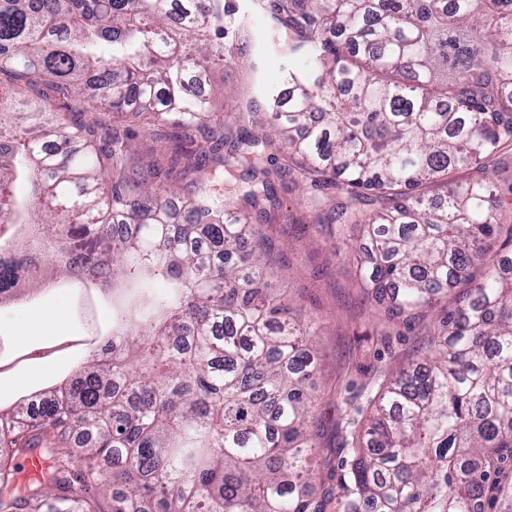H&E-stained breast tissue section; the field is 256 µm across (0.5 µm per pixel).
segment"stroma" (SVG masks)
Segmentation results:
<instances>
[{
	"label": "stroma",
	"instance_id": "obj_1",
	"mask_svg": "<svg viewBox=\"0 0 512 512\" xmlns=\"http://www.w3.org/2000/svg\"><path fill=\"white\" fill-rule=\"evenodd\" d=\"M257 26L261 33L260 73L252 75L245 63L228 62L216 68L211 84L205 88L216 111H226V95L245 103L267 89L282 87L284 60L273 51L281 34L268 19L258 20ZM280 200L281 211L291 215V222L269 224L263 231L281 258L287 291L305 313L322 321V331L313 337L312 348L319 364L315 378V415L320 434L316 466L319 478L325 480L345 455L340 390L360 391L373 376H387L409 362L424 359L433 346L420 322L409 327L396 324V336L384 340L379 334L377 306L370 292L358 287L353 260L336 254L327 230L304 223L305 210L296 193L282 194ZM77 294L74 288H51L35 303L1 308L0 336L16 337L19 320L60 306L68 311L64 326H48L32 342L18 340V348L27 349L34 342L53 344L76 334L79 323L69 311ZM82 361V351H71L48 361L24 362L10 372L0 373V406L9 407L20 396L71 376Z\"/></svg>",
	"mask_w": 512,
	"mask_h": 512
}]
</instances>
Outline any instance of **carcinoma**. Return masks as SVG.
Returning <instances> with one entry per match:
<instances>
[{
  "instance_id": "cac0c4a2",
  "label": "carcinoma",
  "mask_w": 512,
  "mask_h": 512,
  "mask_svg": "<svg viewBox=\"0 0 512 512\" xmlns=\"http://www.w3.org/2000/svg\"><path fill=\"white\" fill-rule=\"evenodd\" d=\"M174 2L0 0V75L52 91L0 81V304L51 286L43 260L129 285L83 370L0 409V512H102V493L110 512H486L491 486L512 512V206L489 171L512 156V0H262L307 63L227 118L203 87L251 27ZM155 124L192 193L159 158L129 165ZM280 190L397 315L436 311L433 356L345 399L323 499L304 491L320 324L272 293L260 228ZM34 451L51 468L21 491L12 462Z\"/></svg>"
}]
</instances>
